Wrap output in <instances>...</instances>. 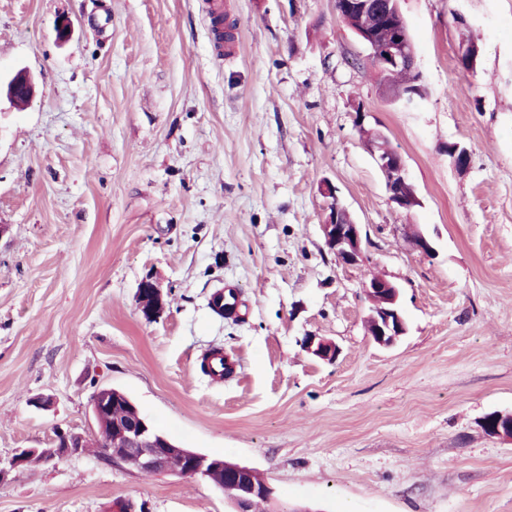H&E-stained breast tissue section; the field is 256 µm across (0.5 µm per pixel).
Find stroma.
Here are the masks:
<instances>
[{"label": "stroma", "instance_id": "35a3bbf8", "mask_svg": "<svg viewBox=\"0 0 512 512\" xmlns=\"http://www.w3.org/2000/svg\"><path fill=\"white\" fill-rule=\"evenodd\" d=\"M206 2L0 0V79L35 84L25 108L0 97V512H231L209 480L103 462L102 387L256 470L272 512H512V438L484 428L512 412V0H399L426 88L410 104L335 0H224L230 59ZM363 126L419 206L390 201ZM327 182L363 227L356 264L324 243ZM376 275L406 321L389 348L365 326ZM148 276L154 321L135 303ZM228 284L237 318L210 308ZM215 350L236 364L221 382L201 369ZM62 434L86 448L55 455ZM22 448L44 457L9 469ZM208 8L210 17L213 22L214 39L218 45L224 42V54H226V57H231L232 55H234L235 52V31L237 29V24L236 22H227L225 25L224 22V24L220 23L216 26L214 25V20L216 18L224 16V2L222 0H209ZM233 23H235L236 28ZM224 31L231 34V36L224 39L222 36L224 34ZM136 303L142 316L149 321L160 318L166 308L162 289L152 278H145L140 282Z\"/></svg>", "mask_w": 512, "mask_h": 512}]
</instances>
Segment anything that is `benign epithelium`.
I'll return each mask as SVG.
<instances>
[{
    "mask_svg": "<svg viewBox=\"0 0 512 512\" xmlns=\"http://www.w3.org/2000/svg\"><path fill=\"white\" fill-rule=\"evenodd\" d=\"M358 37L370 51V57L381 71L401 65L409 58H415L413 44L405 34L398 32L383 44L366 31L357 32ZM6 93L10 99L20 94L31 95L32 82L24 72L18 73L17 79L0 86V93ZM359 131L369 148L378 169L392 173V178L385 183L389 199L397 208L410 209L419 205L420 200L412 183L409 182L406 166L401 155L396 151H387L381 145L384 134L372 128H365L358 122ZM324 194L333 199L322 231L326 246L341 264H356L364 257L362 248V225L356 223L349 210L336 196V189L327 183ZM369 299L374 303L366 317L372 325V339L383 347L394 345L400 336L406 333L405 320L399 305V289L388 279L376 277L365 285ZM137 308L148 320L160 318L166 308L162 289L150 278L143 279L136 294ZM308 348L317 357L331 361L336 357V344L323 339H309ZM90 407L96 423L105 427L104 453L101 459L112 464H122L143 473L163 470L167 454L177 450L170 439L157 430L137 407H132V414L116 419L112 417V388L97 390L90 400ZM496 424H491L490 420ZM485 420V429L497 436L512 438V414H494ZM59 456H67L84 448L83 439L78 435H65L60 438ZM187 458L186 466L178 471L181 476L211 477L218 466V459L200 452L182 450ZM40 459L35 448H22L9 461V468L19 469ZM253 469L238 463L224 464V485L221 491L232 506L233 512H251L253 501L258 498L271 500L273 489L267 484H258L252 478Z\"/></svg>",
    "mask_w": 512,
    "mask_h": 512,
    "instance_id": "obj_1",
    "label": "benign epithelium"
}]
</instances>
